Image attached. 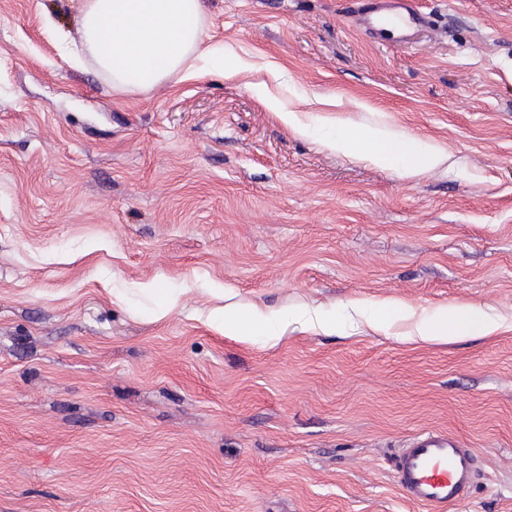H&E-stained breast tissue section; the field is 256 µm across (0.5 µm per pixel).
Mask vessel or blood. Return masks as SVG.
Here are the masks:
<instances>
[{"label":"vessel or blood","instance_id":"1","mask_svg":"<svg viewBox=\"0 0 512 512\" xmlns=\"http://www.w3.org/2000/svg\"><path fill=\"white\" fill-rule=\"evenodd\" d=\"M354 14L372 31L408 35L429 26L427 15L413 0H354ZM397 485L428 512H447L471 486L477 472L476 454L448 432L428 431L417 436L392 459Z\"/></svg>","mask_w":512,"mask_h":512}]
</instances>
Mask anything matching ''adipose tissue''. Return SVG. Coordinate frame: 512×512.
Segmentation results:
<instances>
[{
	"mask_svg": "<svg viewBox=\"0 0 512 512\" xmlns=\"http://www.w3.org/2000/svg\"><path fill=\"white\" fill-rule=\"evenodd\" d=\"M203 0H83V47L118 92L154 88L173 74L186 72L202 42ZM326 148L403 178L435 170L447 153L424 145L409 134L352 125L324 141ZM411 323L404 338L424 343H450L466 337H489L497 327L472 304H457L429 315H416L407 305L386 303L372 310L378 328L391 325L392 315Z\"/></svg>",
	"mask_w": 512,
	"mask_h": 512,
	"instance_id": "obj_1",
	"label": "adipose tissue"
}]
</instances>
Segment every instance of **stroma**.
Returning <instances> with one entry per match:
<instances>
[{
  "instance_id": "stroma-1",
  "label": "stroma",
  "mask_w": 512,
  "mask_h": 512,
  "mask_svg": "<svg viewBox=\"0 0 512 512\" xmlns=\"http://www.w3.org/2000/svg\"><path fill=\"white\" fill-rule=\"evenodd\" d=\"M416 2L381 44L347 0H205L192 76L121 94L82 0H0V512H425L390 457L428 430L478 454L448 512H512V0ZM345 124L448 161L323 148ZM394 299L498 330L350 314ZM227 307L336 327L242 342ZM322 143L333 152L367 161L403 178L430 172L448 160L444 150L424 145L413 135H396L365 125L341 129ZM394 313L402 319L413 320L404 334L407 341L451 343L466 337H489L498 329L478 306L472 304L452 305L433 315L416 317L410 306L385 303L372 310L369 321L375 327L385 329L390 327Z\"/></svg>"
}]
</instances>
